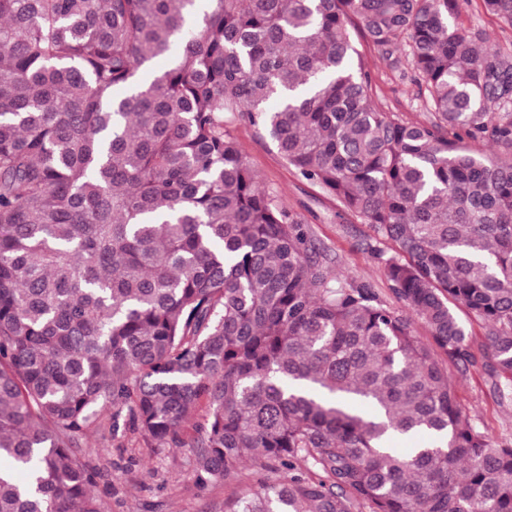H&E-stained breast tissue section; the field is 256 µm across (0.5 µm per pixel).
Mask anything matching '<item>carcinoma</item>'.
<instances>
[{
  "label": "carcinoma",
  "mask_w": 512,
  "mask_h": 512,
  "mask_svg": "<svg viewBox=\"0 0 512 512\" xmlns=\"http://www.w3.org/2000/svg\"><path fill=\"white\" fill-rule=\"evenodd\" d=\"M468 2L0 0V512H104L76 445L108 407L202 486L259 469L225 512H512V441L447 368L476 363L463 306L512 402V58ZM480 7L512 27V0ZM359 39L404 57L428 121L376 104ZM226 113L392 242L370 252L401 310Z\"/></svg>",
  "instance_id": "1"
}]
</instances>
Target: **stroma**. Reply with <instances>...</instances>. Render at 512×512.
Returning a JSON list of instances; mask_svg holds the SVG:
<instances>
[{"label":"stroma","mask_w":512,"mask_h":512,"mask_svg":"<svg viewBox=\"0 0 512 512\" xmlns=\"http://www.w3.org/2000/svg\"><path fill=\"white\" fill-rule=\"evenodd\" d=\"M361 51L379 107L406 122L428 120L420 87L406 63L368 43ZM224 129L241 143L267 191L301 220L305 231L339 268L370 282L383 299L393 301L384 269L368 251L372 245L390 251V243L290 167L274 144L253 128L228 116ZM448 374L462 412L474 418L491 438L512 440V405L500 403L482 366L463 372L452 367ZM111 423L110 411H103L96 426L77 443L79 454L101 469L112 489L105 498V512H224V501L236 491V484L200 486L188 449L154 447L131 431L111 432Z\"/></svg>","instance_id":"obj_1"}]
</instances>
